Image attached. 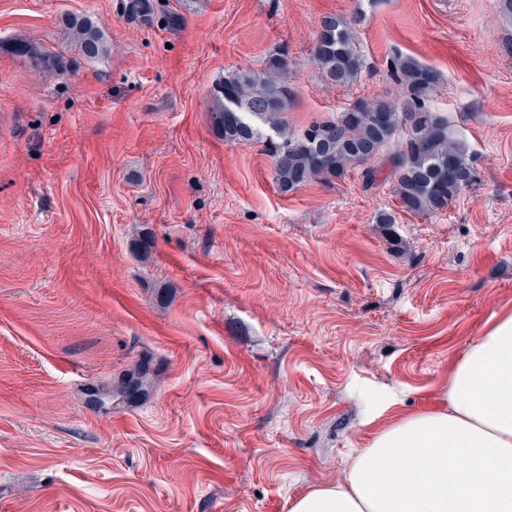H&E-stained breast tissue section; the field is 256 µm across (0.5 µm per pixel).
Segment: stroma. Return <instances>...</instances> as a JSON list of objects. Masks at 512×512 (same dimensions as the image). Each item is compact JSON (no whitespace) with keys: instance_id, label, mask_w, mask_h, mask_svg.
<instances>
[{"instance_id":"obj_1","label":"stroma","mask_w":512,"mask_h":512,"mask_svg":"<svg viewBox=\"0 0 512 512\" xmlns=\"http://www.w3.org/2000/svg\"><path fill=\"white\" fill-rule=\"evenodd\" d=\"M499 2L0 0V512H288L342 478L370 416L443 407L452 361L512 312ZM74 15L105 57L79 54ZM327 15L358 20L346 88L313 59ZM278 50L294 131L398 99L396 56L432 68L476 183L424 217L356 169L279 192L263 143L210 117L225 77ZM142 358L148 395L90 400ZM75 47L87 59L95 60L106 54V42L99 21L90 16H75L68 20ZM15 54L26 59L34 68L51 74H61L66 64L58 53L33 43H19L15 46Z\"/></svg>"}]
</instances>
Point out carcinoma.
Returning a JSON list of instances; mask_svg holds the SVG:
<instances>
[{
  "mask_svg": "<svg viewBox=\"0 0 512 512\" xmlns=\"http://www.w3.org/2000/svg\"><path fill=\"white\" fill-rule=\"evenodd\" d=\"M75 47L87 59L106 54L99 21L90 16L68 20ZM15 54L34 68L60 74L66 64L58 53L33 43H19ZM314 57L326 78L348 86L363 67L353 23L336 16L321 21ZM391 70L402 88L397 104L359 101L333 120L314 121L301 132H288L284 114L293 104L285 76V54L269 55L261 70L245 69L224 78L215 94L213 127L225 141H258L264 126L275 129L269 138L275 181L288 193L316 179H342L355 167L377 158L394 177L400 207L416 215L438 213L477 178L466 144L458 139L448 118L430 107L438 84L437 73L411 57L397 56ZM150 370L140 364L120 386L129 398L140 396L150 381Z\"/></svg>",
  "mask_w": 512,
  "mask_h": 512,
  "instance_id": "1",
  "label": "carcinoma"
}]
</instances>
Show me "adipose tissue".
Masks as SVG:
<instances>
[{
	"instance_id": "obj_1",
	"label": "adipose tissue",
	"mask_w": 512,
	"mask_h": 512,
	"mask_svg": "<svg viewBox=\"0 0 512 512\" xmlns=\"http://www.w3.org/2000/svg\"><path fill=\"white\" fill-rule=\"evenodd\" d=\"M446 396L379 425L341 480L288 512H512V313L455 361Z\"/></svg>"
}]
</instances>
